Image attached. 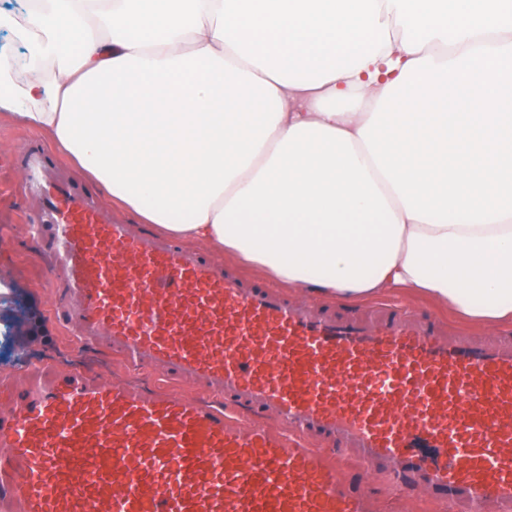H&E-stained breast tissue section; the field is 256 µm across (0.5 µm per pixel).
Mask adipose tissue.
Segmentation results:
<instances>
[{"mask_svg":"<svg viewBox=\"0 0 512 512\" xmlns=\"http://www.w3.org/2000/svg\"><path fill=\"white\" fill-rule=\"evenodd\" d=\"M27 3L0 112L141 221L317 296L512 322V0Z\"/></svg>","mask_w":512,"mask_h":512,"instance_id":"adipose-tissue-1","label":"adipose tissue"}]
</instances>
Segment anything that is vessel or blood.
Segmentation results:
<instances>
[{
	"instance_id": "obj_1",
	"label": "vessel or blood",
	"mask_w": 512,
	"mask_h": 512,
	"mask_svg": "<svg viewBox=\"0 0 512 512\" xmlns=\"http://www.w3.org/2000/svg\"><path fill=\"white\" fill-rule=\"evenodd\" d=\"M21 168L55 321L210 398L46 366L1 380L0 512H372L371 474L512 512V335L293 300L116 222L43 146Z\"/></svg>"
}]
</instances>
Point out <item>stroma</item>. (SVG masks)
<instances>
[{"instance_id":"stroma-1","label":"stroma","mask_w":512,"mask_h":512,"mask_svg":"<svg viewBox=\"0 0 512 512\" xmlns=\"http://www.w3.org/2000/svg\"><path fill=\"white\" fill-rule=\"evenodd\" d=\"M51 144L46 134L37 133L0 117V280L9 285L0 295V375L18 373L34 363H54L62 368L77 367L82 360L107 361V379H122L126 373L110 350L98 344L82 345L59 332L49 318L55 292L52 272L25 229L27 218L38 204L19 191V157L33 144ZM401 304L414 315H428L442 322L449 336L475 339L499 334L496 326L465 322L447 308L425 298L391 294L362 301V308ZM375 512H467L465 506L447 508L432 503L414 491L396 495L377 493Z\"/></svg>"}]
</instances>
